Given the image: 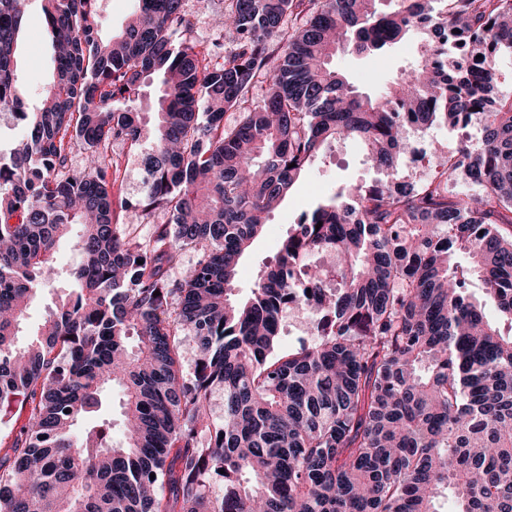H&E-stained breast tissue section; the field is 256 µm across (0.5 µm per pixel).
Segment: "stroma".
<instances>
[{
	"mask_svg": "<svg viewBox=\"0 0 512 512\" xmlns=\"http://www.w3.org/2000/svg\"><path fill=\"white\" fill-rule=\"evenodd\" d=\"M42 6V0H28L17 67L24 101L31 112L40 107L52 84L55 68L54 50ZM419 43L420 37L414 33L391 50L374 56L336 54L332 65L360 91L375 96L389 87L399 69L416 62ZM417 141L419 156L408 162L401 172L402 178L410 182L426 179L433 173L436 150L445 151L458 145L456 134L443 125L418 135ZM110 152L120 169L119 179L112 190L115 205L139 199L144 191L145 178L142 151L116 142ZM384 177V172L367 160L360 142L347 139L325 146L270 215L261 234L241 261L235 278V299H248L263 263L274 259L291 224L297 223L303 213L311 211L313 206L333 195L345 183L372 184Z\"/></svg>",
	"mask_w": 512,
	"mask_h": 512,
	"instance_id": "1",
	"label": "stroma"
}]
</instances>
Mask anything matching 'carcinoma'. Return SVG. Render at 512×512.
Listing matches in <instances>:
<instances>
[{
	"mask_svg": "<svg viewBox=\"0 0 512 512\" xmlns=\"http://www.w3.org/2000/svg\"><path fill=\"white\" fill-rule=\"evenodd\" d=\"M42 2L56 75L28 112L15 74L26 0H0V111L26 126L0 156V416L28 411L0 438V512H438L445 493L453 512H512V336L485 313L512 321V96L496 92L512 0H223L213 45L231 32L236 48L215 64L185 0H136L108 39L98 0ZM412 32L419 60L381 96L332 67ZM154 79L149 130L135 103ZM434 124L478 136L399 183L418 153L407 131ZM346 138L389 181L347 184L303 214L234 300L268 215ZM147 140L145 192L124 210L167 221L142 244L116 219L109 149ZM74 224L71 285L24 341ZM188 245L200 259L173 282ZM324 252L331 275L312 263ZM290 303L313 340L276 356ZM115 387L120 444L101 413Z\"/></svg>",
	"mask_w": 512,
	"mask_h": 512,
	"instance_id": "1",
	"label": "carcinoma"
}]
</instances>
